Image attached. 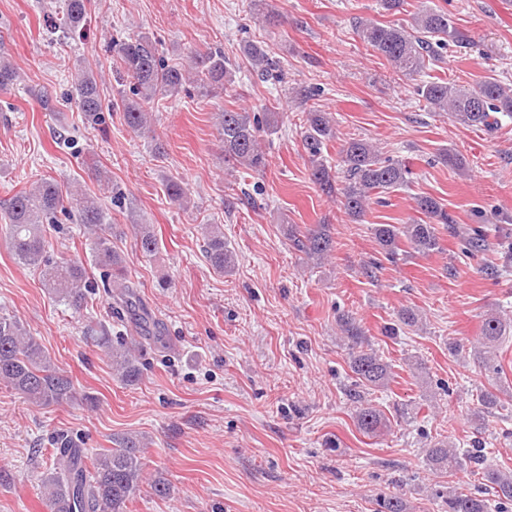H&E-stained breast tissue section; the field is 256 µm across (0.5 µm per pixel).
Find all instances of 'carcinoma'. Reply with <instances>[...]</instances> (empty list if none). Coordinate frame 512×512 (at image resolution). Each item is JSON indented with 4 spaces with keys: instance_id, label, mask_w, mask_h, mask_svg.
Listing matches in <instances>:
<instances>
[{
    "instance_id": "obj_1",
    "label": "carcinoma",
    "mask_w": 512,
    "mask_h": 512,
    "mask_svg": "<svg viewBox=\"0 0 512 512\" xmlns=\"http://www.w3.org/2000/svg\"><path fill=\"white\" fill-rule=\"evenodd\" d=\"M89 0H65V10L59 19L58 30L63 37L73 39L84 35ZM360 40L373 53L390 62L396 72L404 76L426 73L435 63L443 60L442 50L449 43L458 41L448 11L423 8L413 17L411 28L389 21L385 23L361 20L356 23ZM118 66L113 70L119 85L130 84L133 98L120 96V102L104 104L98 74L90 68L77 73L75 103L86 123L100 126L105 122L104 112L122 108L125 124L136 133L150 132L153 117L149 108L156 98L180 93L185 85L212 90L224 88L232 81V71L227 68L224 52L220 49L191 53L192 71L187 73L177 67L165 65L158 44L147 36H130L112 43ZM240 53L252 71L267 77L275 70L261 41H249L240 47ZM21 80V74L6 57H0V91H8ZM416 94L430 112H446L454 120L468 127H491L498 124L492 115L502 114L512 118V87L495 78L474 85H462L440 77L431 76L417 84ZM220 135L224 142V161L251 170L266 167L261 132L274 131L275 121L265 120L260 125L257 117L246 111L223 109L217 113ZM303 147L310 156L311 177L327 195H340V203L352 218L365 217L372 197L388 195L408 184L409 169L402 162L383 158L376 146L365 139L351 138L344 141L338 151L337 165H328L323 153L327 142L334 138V128L327 113L307 112ZM341 175V186H336V175ZM416 210L421 218L406 224H375L374 238L381 254L392 262L402 252L406 242L415 252L428 255L440 249V226H450L447 211L434 197L421 195L415 198ZM76 212L78 223L84 230L96 234L95 263L106 268L109 282L116 284L126 306L137 307V301L126 285V267L123 257L112 249L110 239L104 236V209L96 198L76 194L71 205L65 206L58 187L43 179L34 188L16 193L6 208L5 235L15 260L40 269L45 287L75 310L86 303V268L64 259H45L46 240L44 224L57 222V213L71 215ZM135 248L153 255L158 250V240L147 224L131 225ZM294 247L311 260L327 257L334 248L330 227L318 224L301 233H291ZM464 248L470 252L492 250L500 267L492 273L508 271L512 267V225L497 224L489 229L483 220L467 228L463 236ZM205 257L212 269L222 274L235 266L236 256L224 242V233L218 229L206 237ZM340 328L350 342V367L354 374L353 399L358 403L356 421L366 434H376L386 427V421L373 404L365 400V393L387 385L393 375L389 363L371 349L364 348V337L353 317L340 319ZM512 334V321L498 313L484 319L481 336L474 349L476 360L484 372L500 373L494 361L495 351L504 336ZM112 369L126 384L140 379L136 348L123 344L118 348L107 344ZM23 395L36 406L47 407L63 401L77 399L72 380L57 370L41 344L28 335L20 322L0 316V383ZM501 403L498 395L486 389L481 392L477 414L491 413ZM143 437L126 434L113 439L114 447L88 461L84 449L62 442L56 467L41 482L47 512H126L127 504L139 494L144 483H149L152 493L160 498L170 494V486L160 476L147 480V463L141 454ZM482 458V445L475 443L464 453L445 440H438L427 449V460L432 470L453 475L466 463L477 464ZM481 479L482 495L458 490L448 491L447 512H488L487 495L497 498L501 506L512 505V474L495 468H486Z\"/></svg>"
}]
</instances>
